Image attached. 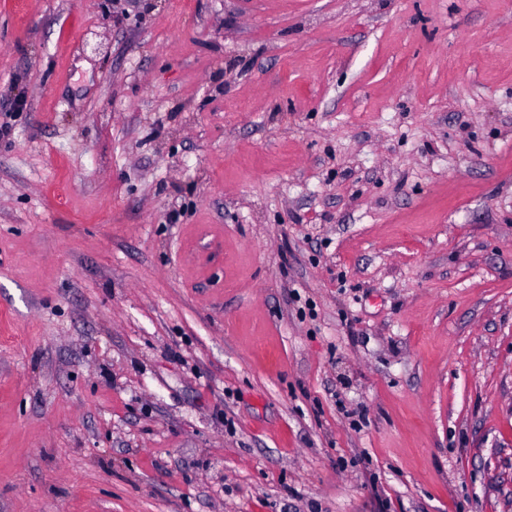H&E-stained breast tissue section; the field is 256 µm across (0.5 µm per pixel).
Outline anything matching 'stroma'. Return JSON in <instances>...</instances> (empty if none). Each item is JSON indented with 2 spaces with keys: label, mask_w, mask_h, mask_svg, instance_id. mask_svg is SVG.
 Here are the masks:
<instances>
[{
  "label": "stroma",
  "mask_w": 512,
  "mask_h": 512,
  "mask_svg": "<svg viewBox=\"0 0 512 512\" xmlns=\"http://www.w3.org/2000/svg\"><path fill=\"white\" fill-rule=\"evenodd\" d=\"M0 512H512V0H0Z\"/></svg>",
  "instance_id": "35a3bbf8"
}]
</instances>
